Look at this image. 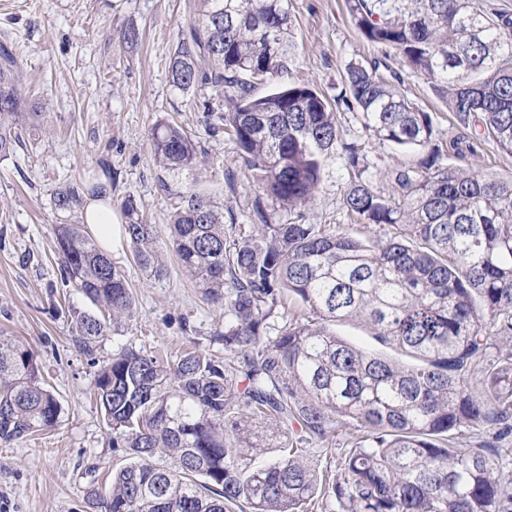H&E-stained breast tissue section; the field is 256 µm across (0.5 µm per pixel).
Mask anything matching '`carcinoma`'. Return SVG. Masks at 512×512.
<instances>
[{
  "instance_id": "carcinoma-1",
  "label": "carcinoma",
  "mask_w": 512,
  "mask_h": 512,
  "mask_svg": "<svg viewBox=\"0 0 512 512\" xmlns=\"http://www.w3.org/2000/svg\"><path fill=\"white\" fill-rule=\"evenodd\" d=\"M196 23L170 60L173 85L217 92L219 112L259 189L292 216L275 222L261 201L248 232L231 233L224 206L177 194L165 230L122 202L124 236L149 273L172 248L197 287L224 305L213 336L224 357L185 351L161 359L127 347L104 364L94 395L129 463L112 490L87 493L89 512H303L321 497L336 512H512V480L499 456L464 444L491 421L512 432V175L440 163L433 124L378 76L392 60L427 81L477 140L512 154V15L484 0H348L361 36L384 51L345 66L341 98L366 131L426 150L386 172L391 194L355 175L343 203L357 225L306 222L326 158L357 171V145L314 89L282 82L292 30L288 0H196ZM273 83L259 95L256 86ZM42 113L21 91L17 59L0 45V157L22 144ZM156 164L197 169V142L158 122ZM389 227L370 245L372 226ZM56 249L69 282L98 309L77 317L84 348L129 324L134 297L123 271L81 226L61 224ZM312 311L271 333L282 289ZM350 319L395 352L347 342ZM505 351L495 359V344ZM61 404L32 354L0 338V439L58 426ZM355 421L368 434L319 473L308 445ZM275 452L263 467L251 457Z\"/></svg>"
}]
</instances>
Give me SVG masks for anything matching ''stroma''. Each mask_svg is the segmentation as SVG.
Here are the masks:
<instances>
[{"instance_id": "stroma-1", "label": "stroma", "mask_w": 512, "mask_h": 512, "mask_svg": "<svg viewBox=\"0 0 512 512\" xmlns=\"http://www.w3.org/2000/svg\"><path fill=\"white\" fill-rule=\"evenodd\" d=\"M288 4V82L335 102L346 139L360 151L364 179L389 192L388 169L416 166L422 151L379 140L339 102L346 64L371 62L378 48L358 33L345 0ZM195 17L194 0H0V43L15 51L18 83L44 110L40 125L0 159V336L30 350L62 407L56 429L0 440V512H84L89 491L108 493L107 472L124 453L113 449L93 396L100 367L129 345L168 356L208 350L224 327L223 308L204 299L173 251L165 253L163 274L153 276L122 232L126 197L135 198L147 223L160 226L175 193L188 188L233 210L241 229L249 227L256 173L227 134L210 133L199 102L214 89L183 91L169 77L170 53ZM131 29L139 39L130 44L124 34ZM403 81L408 98L432 117L443 163H456L451 112L422 79L407 74ZM160 120L194 137L201 159L196 171L167 177L155 164L151 129ZM96 176L112 201L111 259L124 271L135 306L128 325L87 351L76 319L92 305L66 283L55 243L58 225L83 223L93 199L89 180ZM348 181L345 159H327L308 223L351 224L343 206ZM67 185L78 188L80 198L63 208L54 197Z\"/></svg>"}]
</instances>
